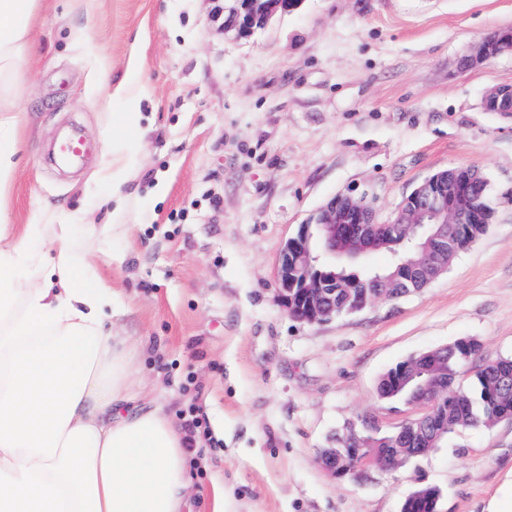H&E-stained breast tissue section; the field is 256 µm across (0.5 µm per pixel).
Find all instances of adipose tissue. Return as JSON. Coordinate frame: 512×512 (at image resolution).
Masks as SVG:
<instances>
[{
	"instance_id": "adipose-tissue-1",
	"label": "adipose tissue",
	"mask_w": 512,
	"mask_h": 512,
	"mask_svg": "<svg viewBox=\"0 0 512 512\" xmlns=\"http://www.w3.org/2000/svg\"><path fill=\"white\" fill-rule=\"evenodd\" d=\"M40 0H0V77L32 36ZM0 102V209L17 144ZM69 224L0 225V512H186L185 433L128 412L129 355L108 328L109 283Z\"/></svg>"
}]
</instances>
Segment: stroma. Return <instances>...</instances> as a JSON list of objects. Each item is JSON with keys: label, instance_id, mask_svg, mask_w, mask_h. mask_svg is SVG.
<instances>
[{"label": "stroma", "instance_id": "1", "mask_svg": "<svg viewBox=\"0 0 512 512\" xmlns=\"http://www.w3.org/2000/svg\"><path fill=\"white\" fill-rule=\"evenodd\" d=\"M211 0H44L35 43L0 92L19 153L6 224L75 225L119 301L133 406L177 425L193 512H487L512 484V420L456 432L397 469L338 480L322 449L349 422L388 431L418 408L384 402L382 374L464 338L512 357V115L482 105L512 84V54L465 72L477 39L512 28V0H304L240 37ZM143 88H121L131 74ZM96 146L79 172L43 153L66 127ZM141 145L112 200V136ZM479 168L496 215L420 292L319 324L275 299L283 244L330 197L379 220L435 172Z\"/></svg>", "mask_w": 512, "mask_h": 512}]
</instances>
